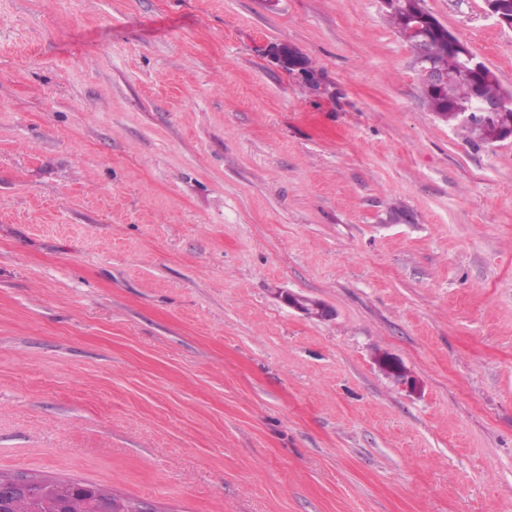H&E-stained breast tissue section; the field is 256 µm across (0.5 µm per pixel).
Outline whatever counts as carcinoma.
<instances>
[{
  "label": "carcinoma",
  "mask_w": 512,
  "mask_h": 512,
  "mask_svg": "<svg viewBox=\"0 0 512 512\" xmlns=\"http://www.w3.org/2000/svg\"><path fill=\"white\" fill-rule=\"evenodd\" d=\"M449 31L429 33L427 42L431 61L451 73L457 74L448 97L422 91L424 101L433 113L453 112L456 104H467L475 95L497 98L509 94L496 76L476 83L462 71L460 60L448 52ZM136 512L139 500L116 495L94 484L63 481L34 475L24 480H14L11 474L0 471V512Z\"/></svg>",
  "instance_id": "carcinoma-1"
}]
</instances>
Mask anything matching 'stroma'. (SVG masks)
Here are the masks:
<instances>
[{
    "label": "stroma",
    "mask_w": 512,
    "mask_h": 512,
    "mask_svg": "<svg viewBox=\"0 0 512 512\" xmlns=\"http://www.w3.org/2000/svg\"><path fill=\"white\" fill-rule=\"evenodd\" d=\"M424 6L512 90L484 0ZM0 471L512 512V141L429 112L380 0H0ZM278 295L281 301L288 305V307L293 308L307 315L308 317L325 319L332 314L331 309L322 302L315 301L291 292H281Z\"/></svg>",
    "instance_id": "1"
}]
</instances>
